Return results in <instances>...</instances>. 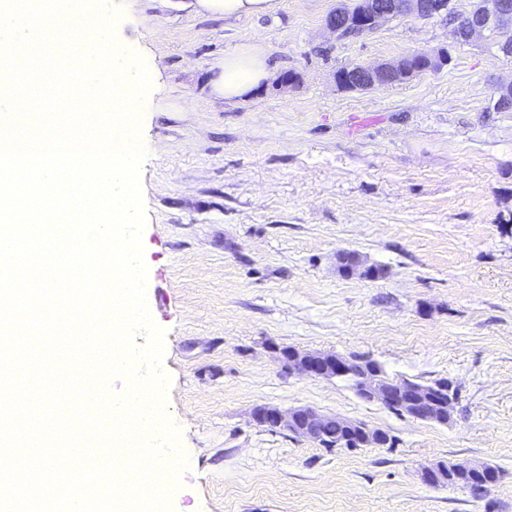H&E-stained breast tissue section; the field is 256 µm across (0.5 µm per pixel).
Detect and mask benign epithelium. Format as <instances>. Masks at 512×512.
Listing matches in <instances>:
<instances>
[{"label": "benign epithelium", "mask_w": 512, "mask_h": 512, "mask_svg": "<svg viewBox=\"0 0 512 512\" xmlns=\"http://www.w3.org/2000/svg\"><path fill=\"white\" fill-rule=\"evenodd\" d=\"M441 12L436 0H393L390 4H381L377 0H355V10L352 12L340 9L329 17L327 27L336 34V38H346L344 29L348 26L359 28L366 33H373L392 22L397 13L415 15L428 19ZM512 30V10L505 7V0H477L476 5L458 14L453 22V37L455 41L470 42L475 38H486L492 32ZM417 63L414 72L431 71L441 68L448 61L447 53L440 51L435 55L430 53H407L399 58L378 62L370 66L342 68L340 74L360 76L364 79L366 88L389 86L395 84L402 76L410 75L406 62ZM494 104L500 110L512 107V82L499 86L495 91ZM272 349L278 354V361L288 374L304 375L312 378L331 379L347 375L352 368H357L360 374L358 391L370 402H378L386 408H391L412 418H419L422 408L428 404L432 395L423 387H414L407 382H395L384 374L367 370L358 364V360L348 358L333 352H310L290 348L283 350L277 346ZM442 391L448 393V413L441 422L452 420L457 400L452 384L443 378L435 382ZM252 418L260 424H269L276 429H285L293 434L317 443L321 439L323 424L333 419V415L325 414L311 407H295L282 410L273 405H262L254 409ZM342 425L349 433L359 437L360 445H376L385 440V432L364 422L343 419ZM485 476L482 483L485 488L495 486V480L490 478L493 466L488 463L471 462H439L421 470L422 481L431 484L446 474L447 470Z\"/></svg>", "instance_id": "1"}]
</instances>
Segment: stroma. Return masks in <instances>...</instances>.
Masks as SVG:
<instances>
[{
    "label": "stroma",
    "instance_id": "1",
    "mask_svg": "<svg viewBox=\"0 0 512 512\" xmlns=\"http://www.w3.org/2000/svg\"><path fill=\"white\" fill-rule=\"evenodd\" d=\"M341 0H278L225 18L200 0H111L116 44L150 68L140 187L150 315L164 330L166 412L187 466L172 512H512V56L404 16L359 40ZM255 45L269 78L228 103L224 56ZM447 48L436 72L367 92L338 69ZM290 71L298 83L280 87ZM385 270L336 268L340 251ZM364 356L396 379H452L450 424L282 371L275 347ZM361 420L392 443L326 448L253 422L255 406ZM487 462L474 497L422 467Z\"/></svg>",
    "mask_w": 512,
    "mask_h": 512
}]
</instances>
